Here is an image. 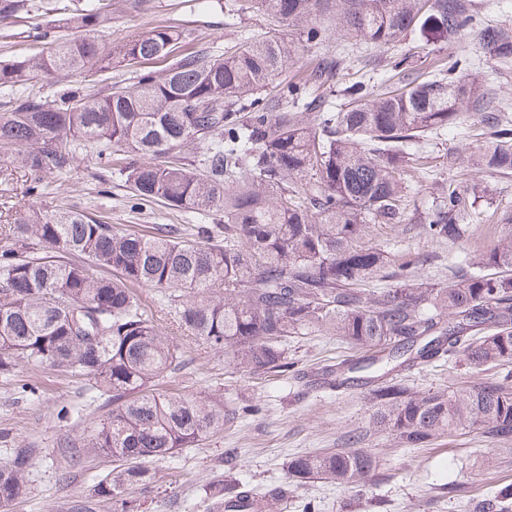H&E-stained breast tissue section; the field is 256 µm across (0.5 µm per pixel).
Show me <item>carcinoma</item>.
Returning a JSON list of instances; mask_svg holds the SVG:
<instances>
[{"mask_svg": "<svg viewBox=\"0 0 512 512\" xmlns=\"http://www.w3.org/2000/svg\"><path fill=\"white\" fill-rule=\"evenodd\" d=\"M147 0H0V22L28 24L31 43L0 61V153L22 174V194L42 198V175L71 169L80 147L98 149L99 165L124 181L134 208L160 202L210 224L182 237L164 224L144 235L77 206L49 209L0 202V375L23 364L92 381L107 411L79 435L59 441L70 462L111 455L120 461L91 496L118 498L149 481L147 463L196 448L234 422L238 410L206 395H173L160 383L179 366V350L141 309L134 288L168 295L178 327L233 355L253 377L288 370L290 336L315 330L381 358L339 363L322 373L331 390L368 385L386 366L445 353L470 368L512 364V239L483 255L488 274L460 271L446 287L414 274L412 261L362 242L369 224H397L406 209V169L463 109L492 103L490 77L461 70V59L434 73L399 72V87L374 90L367 72L336 86L342 58L325 55L306 79L278 81L298 45L321 44V18L350 39L377 47L409 31L453 42L467 29L472 0H232V11L258 10L277 23L229 56L183 54L189 37L157 24L105 47L99 29L114 6L141 10ZM300 33L288 38V30ZM477 49L512 59V31L487 26ZM163 59L162 70L143 63ZM135 66L131 87L87 89L78 77ZM73 80L50 99L31 84L39 74ZM338 87L343 106L310 87ZM486 144L470 157L476 175L512 172V123L486 122ZM457 190L414 218L427 236L454 243L470 225ZM397 280L369 292L365 285ZM484 335L471 341L468 333ZM372 429L417 446L464 427L512 439V386L483 381L448 393H415L394 380L371 389ZM32 449L0 462V508L28 494ZM379 461L363 449L305 454L287 462L279 492L261 495L254 512H280L284 492L313 479L361 487ZM246 486L216 479V504Z\"/></svg>", "mask_w": 512, "mask_h": 512, "instance_id": "cac0c4a2", "label": "carcinoma"}]
</instances>
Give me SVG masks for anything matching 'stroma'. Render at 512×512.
<instances>
[{
    "label": "stroma",
    "mask_w": 512,
    "mask_h": 512,
    "mask_svg": "<svg viewBox=\"0 0 512 512\" xmlns=\"http://www.w3.org/2000/svg\"><path fill=\"white\" fill-rule=\"evenodd\" d=\"M475 20L461 38L448 44L425 42L408 34L395 46H354L348 53L351 66L376 58L385 66L404 59L420 72L436 69L440 59L464 55L479 62L493 78L491 116L512 120V62L483 57L475 37L485 26L512 30V0H474ZM173 25L189 33L182 43L185 53L209 48L221 55L239 42L263 33L269 26L257 11L229 16L216 0L199 5L198 0H150L145 11H117L105 30L107 42L138 35L157 24ZM484 115L462 111L458 124L427 146L424 171H406L410 194L400 224L369 225L366 244L388 250L398 260L413 259L418 273L429 282L447 285L454 271L469 267L500 239L512 238V175L472 176L468 157L481 146L479 133ZM95 152L80 153L74 166L62 174L47 175L48 199L60 206L76 205L102 214L115 224L143 234L158 224L182 230L198 223L194 214L160 206L143 211L130 208V196L117 179H99ZM485 188L475 204L477 224L456 243L427 237L413 224L414 215L425 212L449 188L470 194L472 186ZM167 333L181 352L180 365L165 390L185 395L206 393L224 398L240 408L237 421L211 434L200 447L186 448L175 457L148 465L149 484L126 490L127 500L138 512H222L204 494L206 486L224 473V451L239 452L234 479L264 492L280 483L286 464L293 457L348 447L351 436L358 446L380 461V473L360 488L320 481L289 492L282 512H483L485 500L499 491L512 492V450L506 441L489 437L478 428H463L450 436L413 448L391 435L370 434L369 391L354 387L333 391L319 386L318 374L336 363L359 360L368 351L325 332H313L288 340L290 368L285 373L251 377L238 372L231 355L209 348L176 326ZM489 377L512 384V364L490 367L479 374L454 358L434 360L424 368L402 371L403 382L414 391L470 387ZM35 387L34 399L22 397L21 386ZM87 378L62 375L33 365L19 366L13 376L0 377V460L12 448L33 449L28 471V495L9 504L5 512H71L73 501L84 498L96 481L113 468L111 457L89 458L72 465L57 452L58 441L90 426L101 410L91 403ZM75 404L79 413L68 421L58 420L59 402ZM463 482L461 492L448 490L452 481Z\"/></svg>",
    "instance_id": "obj_1"
}]
</instances>
